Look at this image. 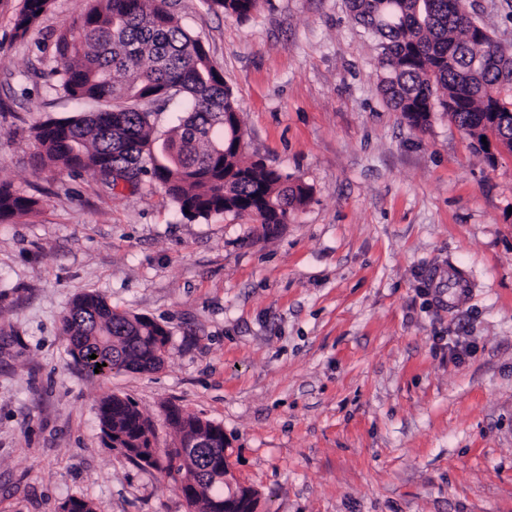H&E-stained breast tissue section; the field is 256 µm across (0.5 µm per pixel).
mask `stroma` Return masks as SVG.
<instances>
[{"label": "stroma", "mask_w": 512, "mask_h": 512, "mask_svg": "<svg viewBox=\"0 0 512 512\" xmlns=\"http://www.w3.org/2000/svg\"><path fill=\"white\" fill-rule=\"evenodd\" d=\"M170 2L233 93L244 161L310 197L266 231L186 219L146 176L35 169L33 127L82 109L49 73L85 2L52 0L20 37L22 0H0V181L39 201L0 221V512H188L178 481L105 445L113 393L162 448L168 405L221 425L259 512H512V152L389 109L347 0H259L244 20ZM471 3L512 46V0ZM85 292L165 325L163 366L76 364L61 319Z\"/></svg>", "instance_id": "35a3bbf8"}]
</instances>
